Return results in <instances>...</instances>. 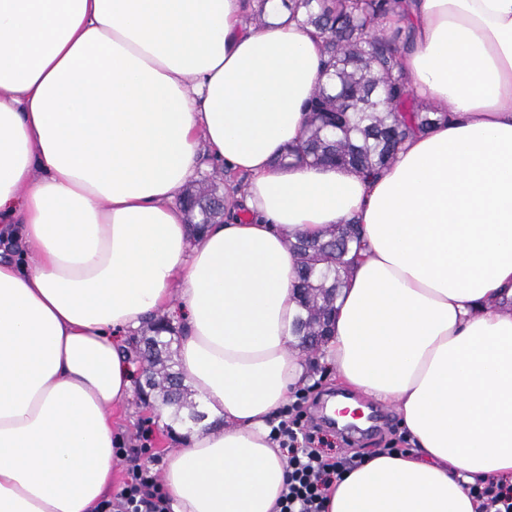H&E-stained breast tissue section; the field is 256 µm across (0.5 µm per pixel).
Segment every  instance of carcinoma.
I'll return each mask as SVG.
<instances>
[{"label": "carcinoma", "instance_id": "carcinoma-1", "mask_svg": "<svg viewBox=\"0 0 512 512\" xmlns=\"http://www.w3.org/2000/svg\"><path fill=\"white\" fill-rule=\"evenodd\" d=\"M397 0H286L293 13L322 35L321 46L328 82L310 99L304 140L286 150L277 163L292 161L333 164L370 177L390 163L415 131L435 126L440 118L413 96L399 61L398 46L409 34L398 29L378 32L376 25L396 6ZM227 174L200 184L185 195L191 216L204 213L212 222L224 216L225 198L220 185ZM361 244V232L340 235L334 229L326 239L299 238L289 243L298 270L296 291L302 314L296 330L300 336L323 335L326 314L342 287L340 270L351 263V253ZM170 322L157 317L152 335L143 338L147 358L146 386L162 394L163 402L183 406L188 417H199L196 405L183 403V387L176 371L162 358L167 346H157L156 336L172 334Z\"/></svg>", "mask_w": 512, "mask_h": 512}]
</instances>
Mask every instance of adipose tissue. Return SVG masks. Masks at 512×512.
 I'll return each instance as SVG.
<instances>
[{
    "instance_id": "1",
    "label": "adipose tissue",
    "mask_w": 512,
    "mask_h": 512,
    "mask_svg": "<svg viewBox=\"0 0 512 512\" xmlns=\"http://www.w3.org/2000/svg\"><path fill=\"white\" fill-rule=\"evenodd\" d=\"M409 86L443 120L374 178L275 160L324 83L281 0H0V512H97L130 398L126 339L179 316L208 419L163 460L173 512H280L271 421L313 385L296 237L363 245L319 362L391 404L410 443L367 455L326 512H476L512 483V0H402ZM246 173L243 220L193 232L201 153ZM478 512H512V485L492 480L471 488Z\"/></svg>"
}]
</instances>
